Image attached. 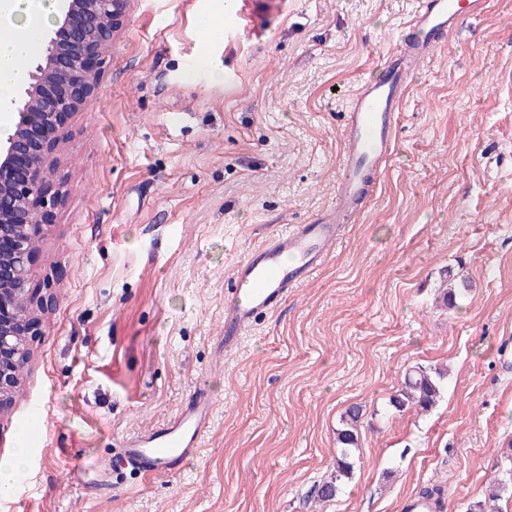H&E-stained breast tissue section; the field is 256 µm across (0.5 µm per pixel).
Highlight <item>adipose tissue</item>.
Returning a JSON list of instances; mask_svg holds the SVG:
<instances>
[{
  "label": "adipose tissue",
  "instance_id": "obj_1",
  "mask_svg": "<svg viewBox=\"0 0 512 512\" xmlns=\"http://www.w3.org/2000/svg\"><path fill=\"white\" fill-rule=\"evenodd\" d=\"M61 0H0V137L11 127L10 103L25 78L24 60L41 49Z\"/></svg>",
  "mask_w": 512,
  "mask_h": 512
}]
</instances>
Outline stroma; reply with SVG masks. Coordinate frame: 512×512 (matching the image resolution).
I'll return each instance as SVG.
<instances>
[{"label":"stroma","instance_id":"stroma-1","mask_svg":"<svg viewBox=\"0 0 512 512\" xmlns=\"http://www.w3.org/2000/svg\"><path fill=\"white\" fill-rule=\"evenodd\" d=\"M215 7L130 0L65 122L66 193L32 260L44 309L0 416V462L24 439L29 466L0 512H401L432 482L465 512L512 478V0L425 62L355 222L229 352L234 267L334 206L348 103L418 0H239L207 45ZM448 268L471 284L452 309ZM417 365L447 368L440 401L392 413ZM201 386L211 427L186 467L120 463ZM353 404L360 458L322 503Z\"/></svg>","mask_w":512,"mask_h":512}]
</instances>
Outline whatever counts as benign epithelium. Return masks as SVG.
Returning a JSON list of instances; mask_svg holds the SVG:
<instances>
[{"instance_id": "benign-epithelium-1", "label": "benign epithelium", "mask_w": 512, "mask_h": 512, "mask_svg": "<svg viewBox=\"0 0 512 512\" xmlns=\"http://www.w3.org/2000/svg\"><path fill=\"white\" fill-rule=\"evenodd\" d=\"M127 0H65L56 28L13 100L12 133L0 141V414L13 401L29 360L27 336L42 305L30 292L42 226L64 198L55 184L62 123L94 93L96 61L119 31Z\"/></svg>"}]
</instances>
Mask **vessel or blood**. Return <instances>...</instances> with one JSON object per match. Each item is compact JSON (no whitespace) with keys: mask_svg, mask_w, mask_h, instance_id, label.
Wrapping results in <instances>:
<instances>
[{"mask_svg":"<svg viewBox=\"0 0 512 512\" xmlns=\"http://www.w3.org/2000/svg\"><path fill=\"white\" fill-rule=\"evenodd\" d=\"M486 5L487 0H423L412 19L416 40L389 52L382 77L362 83L350 100L335 208L313 223L268 237L236 265L224 309L225 347H233L259 315L285 301L323 265L336 245L338 225L360 209L373 171L394 150L397 112L413 76L437 42ZM213 408L204 389H197L168 423L126 438V462L149 476L184 467L199 449Z\"/></svg>","mask_w":512,"mask_h":512,"instance_id":"vessel-or-blood-1","label":"vessel or blood"}]
</instances>
